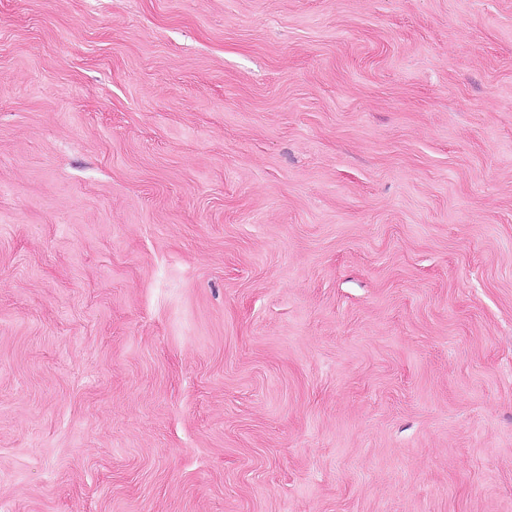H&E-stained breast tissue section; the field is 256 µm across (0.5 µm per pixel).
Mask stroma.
I'll list each match as a JSON object with an SVG mask.
<instances>
[{
    "label": "stroma",
    "instance_id": "35a3bbf8",
    "mask_svg": "<svg viewBox=\"0 0 512 512\" xmlns=\"http://www.w3.org/2000/svg\"><path fill=\"white\" fill-rule=\"evenodd\" d=\"M0 512H512V0H0Z\"/></svg>",
    "mask_w": 512,
    "mask_h": 512
}]
</instances>
